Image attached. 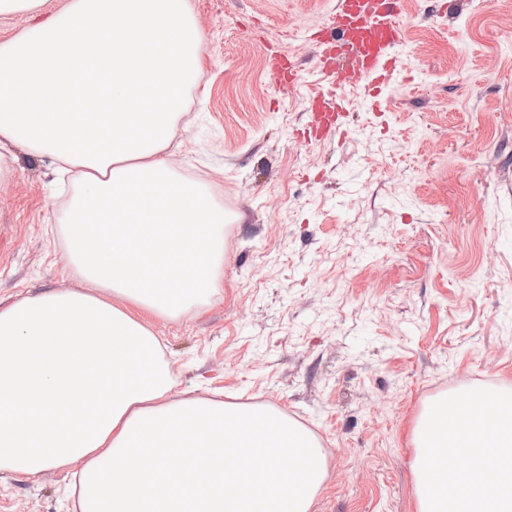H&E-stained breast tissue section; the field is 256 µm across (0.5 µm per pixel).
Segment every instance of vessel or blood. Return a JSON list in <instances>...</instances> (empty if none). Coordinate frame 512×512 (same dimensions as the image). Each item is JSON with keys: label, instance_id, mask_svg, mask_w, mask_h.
<instances>
[{"label": "vessel or blood", "instance_id": "obj_1", "mask_svg": "<svg viewBox=\"0 0 512 512\" xmlns=\"http://www.w3.org/2000/svg\"><path fill=\"white\" fill-rule=\"evenodd\" d=\"M402 39L400 0H336L324 28L313 36L324 47L319 58L322 73L334 77L340 87L367 81L374 98L396 71ZM267 71L280 86L297 78L283 55L269 57ZM345 118L343 99L317 94L312 99L310 138L333 140L343 133Z\"/></svg>", "mask_w": 512, "mask_h": 512}]
</instances>
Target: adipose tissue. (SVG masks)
I'll return each mask as SVG.
<instances>
[{"label": "adipose tissue", "instance_id": "obj_1", "mask_svg": "<svg viewBox=\"0 0 512 512\" xmlns=\"http://www.w3.org/2000/svg\"><path fill=\"white\" fill-rule=\"evenodd\" d=\"M0 0V181L77 171L57 231L80 287L0 308V469L72 470L77 512H312L316 436L271 406L178 398L150 318L224 278V210L167 150L201 79L190 0Z\"/></svg>", "mask_w": 512, "mask_h": 512}]
</instances>
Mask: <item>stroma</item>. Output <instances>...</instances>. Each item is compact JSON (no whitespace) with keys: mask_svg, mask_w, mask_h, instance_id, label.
<instances>
[{"mask_svg":"<svg viewBox=\"0 0 512 512\" xmlns=\"http://www.w3.org/2000/svg\"><path fill=\"white\" fill-rule=\"evenodd\" d=\"M336 0H192L202 74L174 162L226 216L224 287L153 320L177 392L273 406L328 455L312 512H416V417L512 385V0H402L398 73L347 133L299 137L328 83L308 41ZM296 82L273 85L268 52ZM0 182V306L75 287L56 232L70 190L25 149ZM495 262H487V252ZM71 472L1 469L0 512H74Z\"/></svg>","mask_w":512,"mask_h":512,"instance_id":"stroma-1","label":"stroma"}]
</instances>
